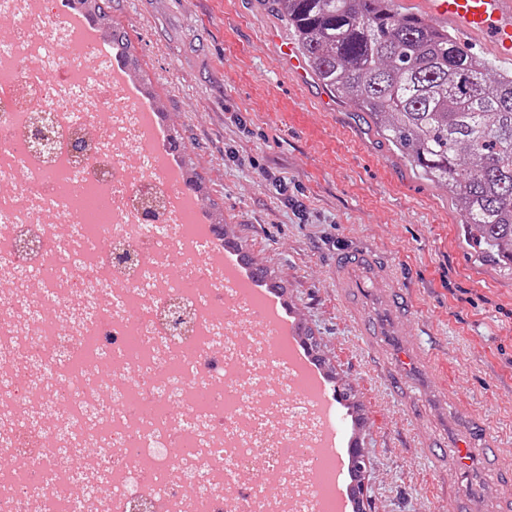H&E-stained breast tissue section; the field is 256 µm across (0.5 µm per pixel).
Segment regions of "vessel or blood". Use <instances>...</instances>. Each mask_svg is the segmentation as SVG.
<instances>
[{
  "mask_svg": "<svg viewBox=\"0 0 512 512\" xmlns=\"http://www.w3.org/2000/svg\"><path fill=\"white\" fill-rule=\"evenodd\" d=\"M406 13L421 15L439 27L452 28L460 46L479 40L501 61L512 63V0H400ZM279 56L288 61V72L304 83L309 67L293 41H278ZM346 306L356 316L360 336L377 350L382 374L397 399L405 402L414 418H421L428 404L449 411L456 424L458 454L451 467L461 470L466 456H474L484 475L471 483V504L451 506L450 512H477L491 480L512 474V461L492 444L477 445L472 428L447 389L435 387L429 358L412 339L409 302L392 264L365 250L340 254L331 271Z\"/></svg>",
  "mask_w": 512,
  "mask_h": 512,
  "instance_id": "1",
  "label": "vessel or blood"
}]
</instances>
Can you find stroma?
Segmentation results:
<instances>
[{
	"instance_id": "obj_1",
	"label": "stroma",
	"mask_w": 512,
	"mask_h": 512,
	"mask_svg": "<svg viewBox=\"0 0 512 512\" xmlns=\"http://www.w3.org/2000/svg\"><path fill=\"white\" fill-rule=\"evenodd\" d=\"M112 24L131 46L145 104L181 144L206 217L281 287L343 394L365 459L363 512H445L470 487L444 482L418 448L443 416L414 420L390 392L336 294L337 253L367 246L390 257L431 368L476 421L474 438L512 459V269L465 243L447 187L422 177L352 101L316 110L326 89L291 83L272 41L291 31L270 0H112Z\"/></svg>"
}]
</instances>
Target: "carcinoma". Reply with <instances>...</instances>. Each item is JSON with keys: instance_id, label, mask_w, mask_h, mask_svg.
Returning <instances> with one entry per match:
<instances>
[{"instance_id": "cac0c4a2", "label": "carcinoma", "mask_w": 512, "mask_h": 512, "mask_svg": "<svg viewBox=\"0 0 512 512\" xmlns=\"http://www.w3.org/2000/svg\"><path fill=\"white\" fill-rule=\"evenodd\" d=\"M272 2L318 79L378 118L416 170L448 187L468 240L512 268V73L392 0ZM109 3L73 0L101 28ZM107 47L128 61L119 31Z\"/></svg>"}]
</instances>
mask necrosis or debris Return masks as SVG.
Here are the masks:
<instances>
[{
	"label": "necrosis or debris",
	"mask_w": 512,
	"mask_h": 512,
	"mask_svg": "<svg viewBox=\"0 0 512 512\" xmlns=\"http://www.w3.org/2000/svg\"><path fill=\"white\" fill-rule=\"evenodd\" d=\"M29 0H0L14 22L0 44V512H280L275 492L307 470L299 431L316 434L312 388L286 380L275 400L244 399L287 352L258 341L257 321L225 316L207 275L198 205L169 203L176 185L152 149L144 110L106 81L62 23L28 22ZM66 45V56L54 48ZM102 89L98 104L87 88ZM54 116L52 156L27 146ZM161 205L146 217L140 198ZM99 195L107 220L87 232L79 202ZM138 257L126 270L110 248ZM217 302L202 307L198 284Z\"/></svg>",
	"instance_id": "necrosis-or-debris-1"
}]
</instances>
